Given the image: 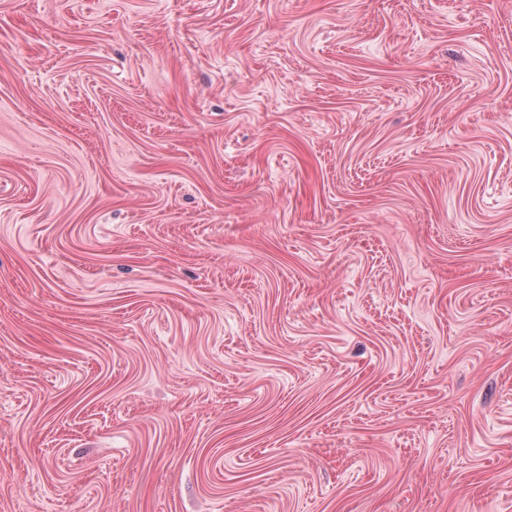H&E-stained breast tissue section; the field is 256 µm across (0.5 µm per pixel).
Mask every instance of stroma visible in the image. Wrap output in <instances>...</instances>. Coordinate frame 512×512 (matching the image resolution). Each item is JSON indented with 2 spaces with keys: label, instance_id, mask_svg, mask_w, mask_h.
I'll return each mask as SVG.
<instances>
[{
  "label": "stroma",
  "instance_id": "35a3bbf8",
  "mask_svg": "<svg viewBox=\"0 0 512 512\" xmlns=\"http://www.w3.org/2000/svg\"><path fill=\"white\" fill-rule=\"evenodd\" d=\"M0 512H512V0H0Z\"/></svg>",
  "mask_w": 512,
  "mask_h": 512
}]
</instances>
